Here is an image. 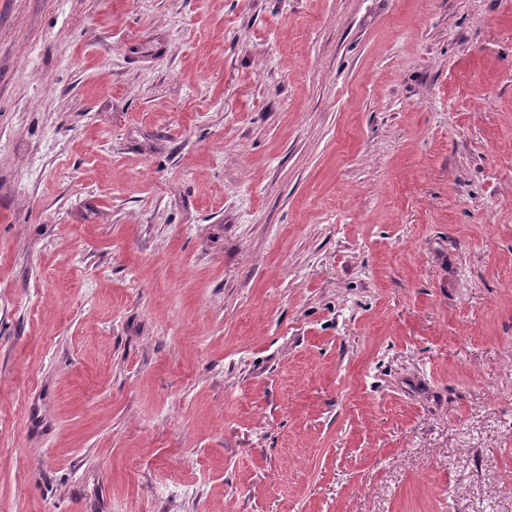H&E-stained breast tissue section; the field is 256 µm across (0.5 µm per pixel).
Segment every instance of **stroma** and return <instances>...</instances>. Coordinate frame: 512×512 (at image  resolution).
<instances>
[{"label":"stroma","mask_w":512,"mask_h":512,"mask_svg":"<svg viewBox=\"0 0 512 512\" xmlns=\"http://www.w3.org/2000/svg\"><path fill=\"white\" fill-rule=\"evenodd\" d=\"M0 512H512V0H0Z\"/></svg>","instance_id":"1"}]
</instances>
